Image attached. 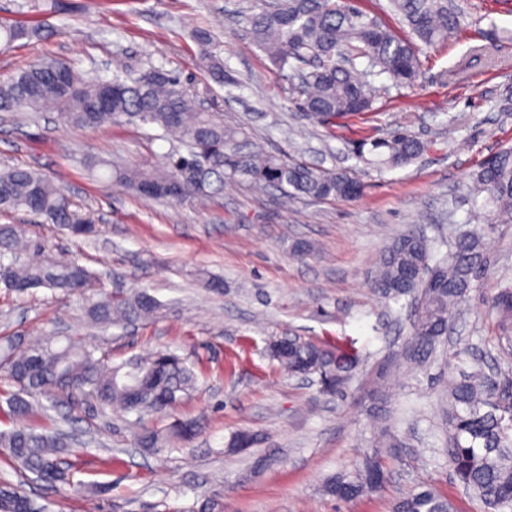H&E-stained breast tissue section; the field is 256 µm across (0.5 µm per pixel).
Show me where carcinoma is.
Listing matches in <instances>:
<instances>
[{
	"label": "carcinoma",
	"instance_id": "cac0c4a2",
	"mask_svg": "<svg viewBox=\"0 0 512 512\" xmlns=\"http://www.w3.org/2000/svg\"><path fill=\"white\" fill-rule=\"evenodd\" d=\"M409 29L400 36L377 16L347 0H277L272 7L244 16L253 43L279 73L289 69L297 79V108L321 126L373 109L365 78L385 74L398 88L414 85L420 75V45L448 41L463 22L448 0H390ZM50 26L0 20V42L41 38ZM201 47L199 64L209 80L224 85V58L205 29L192 31ZM0 112L37 119L47 112L57 123L81 130L113 125H147L159 137L177 136L184 151L170 153L159 167L132 163L115 166L101 158L92 167L106 170V182L141 196L172 203L211 200L229 182L256 189L275 188L289 198L354 200L365 186L347 170L315 169L288 162L279 155L252 150L243 125L224 119L202 105L199 91L178 74L151 67L133 78L117 69L110 77L83 72L54 59L37 61L0 78ZM423 143L407 129L366 139L355 148L358 159L377 167H399L416 159ZM470 215L496 228L512 224V146L494 152L476 176ZM23 210L57 224L73 237L90 238L97 225L47 175L19 165L0 169V212ZM489 272L483 237L458 230L448 239L410 230L385 246L371 288L399 301L410 297L419 308L402 347L375 367L366 397L370 415L384 420L390 406L388 380L406 363L423 372L444 353V338L458 306ZM97 276L55 249L43 237H27L15 224H0V283L11 291L48 288L64 297L95 287ZM496 316L498 347L512 354V284L485 299ZM159 304L146 290L116 298L102 296L89 309L92 322L110 326L146 319ZM272 359L295 376H317L321 391L344 392L356 358L331 344L297 336L270 342ZM468 350L448 356V465L457 486L479 499L484 512H512V379L494 378L479 367L458 365ZM8 380L17 390L8 394L13 429L0 433V447L21 469L49 484L66 483L67 440L54 431L37 433L24 421L45 416L62 405L88 406L104 415L119 407L136 415L137 447L148 453L189 443L205 430L204 420L178 419L164 429L141 425L146 415H165L195 389L197 375L186 360L169 350H156L114 363L97 349L55 346L37 339L7 347ZM259 434L240 430L229 450L251 448ZM386 473L378 454H367L351 472L328 476L325 495L348 501L382 489ZM0 512H44L34 507L18 485L0 479ZM392 512H458L453 501L426 483L396 500Z\"/></svg>",
	"mask_w": 512,
	"mask_h": 512
}]
</instances>
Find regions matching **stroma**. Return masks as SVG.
I'll return each instance as SVG.
<instances>
[{
	"mask_svg": "<svg viewBox=\"0 0 512 512\" xmlns=\"http://www.w3.org/2000/svg\"><path fill=\"white\" fill-rule=\"evenodd\" d=\"M263 4L56 0L58 12L49 16L36 0H0V19L33 24L47 17L55 25L46 38L0 50V74L54 57L102 73L119 65L134 72L161 66L200 87L205 79L190 33L208 29L232 78L208 91L213 110L244 124L252 145L320 169H354L365 185L353 201L286 202L277 190L236 182L207 204H170L107 187L86 162L105 157L158 166L175 140L152 138L137 126L77 130L0 112V167L41 170L93 213L99 233L84 242L21 211L0 212V224L49 238L94 271L103 292L143 288L160 305L150 320L102 327L86 315L99 293L62 298L47 288L25 294L0 288V347L41 333L97 347L116 363L170 349L199 376L175 417L207 420L193 442L148 454L134 446L129 415L81 409L61 424L73 438L69 484L26 477L3 448L0 478L21 483L35 506L49 512H194L201 495L214 493L223 494L224 512H389L393 499L422 482L453 499L458 512H483L448 468V374L437 364L417 374L403 366L391 379L401 444L383 454L385 487L337 502L321 485L375 450L359 400L372 367L402 345L414 315L410 298L395 302L370 287L379 254L395 236L417 228L444 237L462 223L483 234L488 279L462 304L445 346L467 348L470 360L512 377V356L499 351L482 302L484 293L512 283V224L490 231L469 218L474 173L501 144L512 143V0H460L461 31L422 51L417 83L398 89L387 77L376 79L372 113L331 134L296 110L291 79L247 36L243 16ZM397 126L424 143L417 159L377 168L354 156V141ZM304 244L312 252L297 258ZM205 274L220 279L221 288L205 287ZM279 336L356 354L346 395L321 394L315 382L285 374L267 349ZM241 428L260 433L261 443L227 452Z\"/></svg>",
	"mask_w": 512,
	"mask_h": 512,
	"instance_id": "35a3bbf8",
	"label": "stroma"
}]
</instances>
